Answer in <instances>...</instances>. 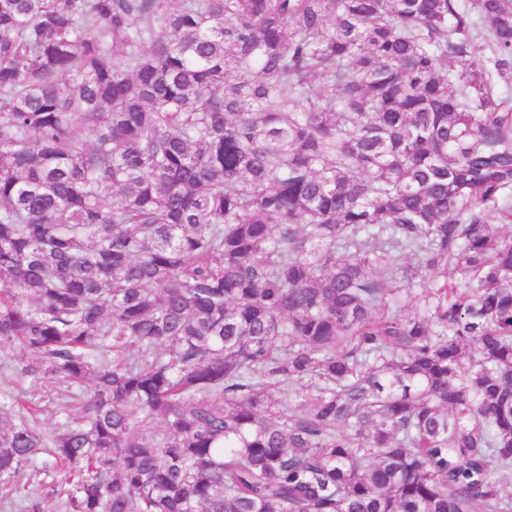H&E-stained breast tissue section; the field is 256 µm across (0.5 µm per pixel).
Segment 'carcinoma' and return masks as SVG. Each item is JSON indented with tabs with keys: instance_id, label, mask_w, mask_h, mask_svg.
<instances>
[{
	"instance_id": "cac0c4a2",
	"label": "carcinoma",
	"mask_w": 512,
	"mask_h": 512,
	"mask_svg": "<svg viewBox=\"0 0 512 512\" xmlns=\"http://www.w3.org/2000/svg\"><path fill=\"white\" fill-rule=\"evenodd\" d=\"M506 74L512 0H0V505L512 512Z\"/></svg>"
}]
</instances>
